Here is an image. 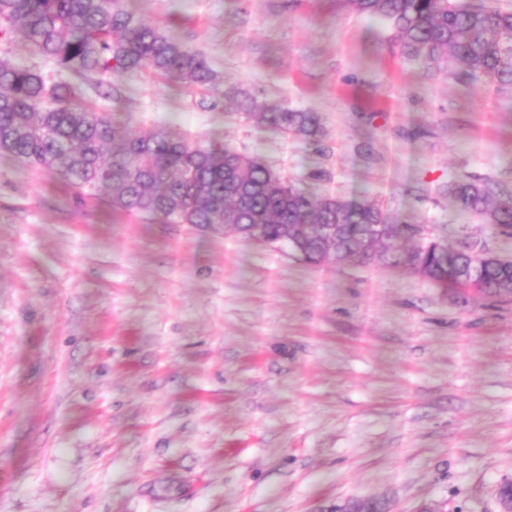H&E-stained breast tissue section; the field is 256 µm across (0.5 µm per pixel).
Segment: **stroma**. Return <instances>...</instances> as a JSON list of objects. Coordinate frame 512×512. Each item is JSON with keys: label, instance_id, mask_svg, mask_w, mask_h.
I'll return each instance as SVG.
<instances>
[{"label": "stroma", "instance_id": "obj_1", "mask_svg": "<svg viewBox=\"0 0 512 512\" xmlns=\"http://www.w3.org/2000/svg\"><path fill=\"white\" fill-rule=\"evenodd\" d=\"M224 79L215 109L112 77L128 130L218 140L317 193L512 259L455 180L512 197V86L405 59L331 0H129ZM320 116L313 139L242 94ZM512 481V293L380 260L308 265L230 232L77 197L0 157V512H499Z\"/></svg>", "mask_w": 512, "mask_h": 512}]
</instances>
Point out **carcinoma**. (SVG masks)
Instances as JSON below:
<instances>
[{"label": "carcinoma", "mask_w": 512, "mask_h": 512, "mask_svg": "<svg viewBox=\"0 0 512 512\" xmlns=\"http://www.w3.org/2000/svg\"><path fill=\"white\" fill-rule=\"evenodd\" d=\"M336 8L384 22L403 56L430 69L451 65L464 85H512V11L496 0H336ZM2 35L22 39L77 80H51L0 60L1 157L163 224L225 229L245 240L258 231L274 245L294 241L309 264L331 262L316 232L334 224L338 263L363 264L378 254L440 286L512 292V260L485 261L476 280H463L477 263L472 253L436 240L405 247L406 222L372 202L310 192L257 157L219 141L193 145L165 126L130 135L114 113L86 104L92 77L100 86L107 76L144 68L209 93L221 83L201 53L143 20L126 0H0ZM240 107L286 136L320 133L315 112L254 99ZM451 193L459 213L512 228V199L496 198L489 184L456 181Z\"/></svg>", "instance_id": "carcinoma-1"}]
</instances>
